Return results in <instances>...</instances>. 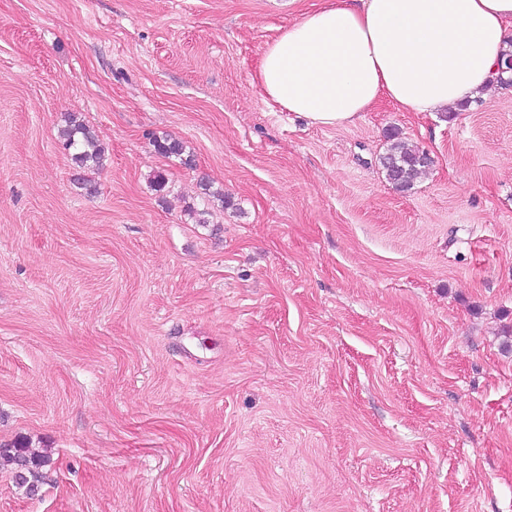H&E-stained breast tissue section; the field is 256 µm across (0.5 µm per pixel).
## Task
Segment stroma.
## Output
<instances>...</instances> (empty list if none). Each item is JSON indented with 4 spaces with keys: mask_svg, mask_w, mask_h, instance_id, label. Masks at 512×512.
I'll list each match as a JSON object with an SVG mask.
<instances>
[{
    "mask_svg": "<svg viewBox=\"0 0 512 512\" xmlns=\"http://www.w3.org/2000/svg\"><path fill=\"white\" fill-rule=\"evenodd\" d=\"M321 3L0 0V512H512V84L312 124L254 76ZM65 149L73 150V160L80 169L99 170L105 161V146L83 122L69 115L58 130ZM155 149L164 157L178 159L184 166L191 167L194 159L193 154L188 151L185 143L170 135L155 136L152 140ZM386 153L381 163L390 182L400 189H409L423 168L428 165V156L424 151L410 146L398 134L389 137ZM0 459L14 465V477L20 487H25L29 493L35 492L40 481L39 469L46 462L45 457L31 451L27 446L0 448Z\"/></svg>",
    "mask_w": 512,
    "mask_h": 512,
    "instance_id": "35a3bbf8",
    "label": "stroma"
}]
</instances>
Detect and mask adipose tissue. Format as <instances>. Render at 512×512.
I'll list each match as a JSON object with an SVG mask.
<instances>
[{"mask_svg": "<svg viewBox=\"0 0 512 512\" xmlns=\"http://www.w3.org/2000/svg\"><path fill=\"white\" fill-rule=\"evenodd\" d=\"M512 0H325L264 48V97L321 126L380 98L436 112L490 90Z\"/></svg>", "mask_w": 512, "mask_h": 512, "instance_id": "obj_1", "label": "adipose tissue"}]
</instances>
